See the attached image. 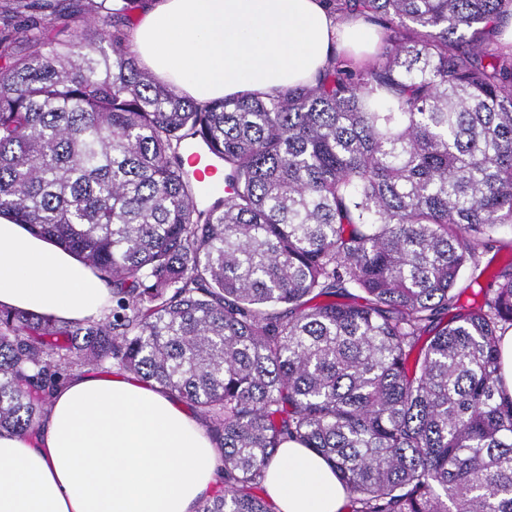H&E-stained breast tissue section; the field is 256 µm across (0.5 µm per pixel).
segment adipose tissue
Listing matches in <instances>:
<instances>
[{
    "mask_svg": "<svg viewBox=\"0 0 512 512\" xmlns=\"http://www.w3.org/2000/svg\"><path fill=\"white\" fill-rule=\"evenodd\" d=\"M371 25L324 0H154L130 40L142 67L200 103L314 84L332 56L364 59ZM109 290L71 253L0 218V306L100 318ZM215 447L158 387L77 372L57 389L38 438L0 433V512H197L218 483ZM276 512H344L325 460L284 442L267 467Z\"/></svg>",
    "mask_w": 512,
    "mask_h": 512,
    "instance_id": "adipose-tissue-1",
    "label": "adipose tissue"
}]
</instances>
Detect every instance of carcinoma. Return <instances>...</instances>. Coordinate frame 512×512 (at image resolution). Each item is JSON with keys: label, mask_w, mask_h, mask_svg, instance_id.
Here are the masks:
<instances>
[{"label": "carcinoma", "mask_w": 512, "mask_h": 512, "mask_svg": "<svg viewBox=\"0 0 512 512\" xmlns=\"http://www.w3.org/2000/svg\"><path fill=\"white\" fill-rule=\"evenodd\" d=\"M144 2L0 0V216L112 290L100 320L0 308V432L116 366L195 407L224 462L199 512H275L288 438L348 512H512V255L461 303L512 224V0H329L377 57L204 105L130 51ZM197 144L224 162L206 208ZM500 375L508 393L512 395V330L505 333L499 342Z\"/></svg>", "instance_id": "obj_1"}]
</instances>
